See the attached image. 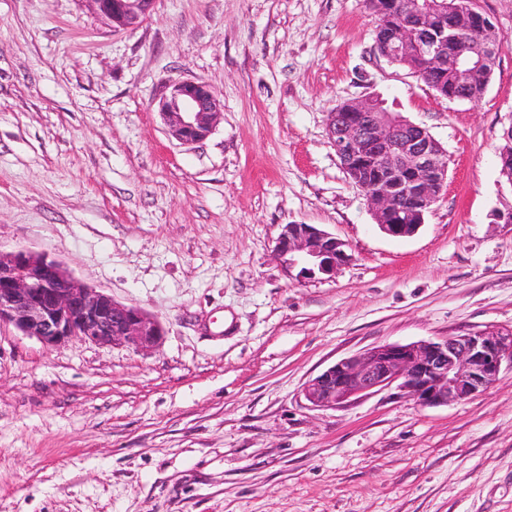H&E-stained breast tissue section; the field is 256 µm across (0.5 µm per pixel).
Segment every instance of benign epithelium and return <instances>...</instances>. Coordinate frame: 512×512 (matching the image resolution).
Masks as SVG:
<instances>
[{
  "mask_svg": "<svg viewBox=\"0 0 512 512\" xmlns=\"http://www.w3.org/2000/svg\"><path fill=\"white\" fill-rule=\"evenodd\" d=\"M112 30L138 27L154 0H89ZM467 14L462 0L445 8L415 11L392 28L378 53L391 61L415 51L433 67L448 68V31ZM480 54H455L456 90H463L471 70L484 68L492 77L502 49L491 38L493 23L485 14L468 17ZM158 112L169 134L182 144L205 140L221 116L211 87L191 80L170 82L158 100ZM328 135L347 176L364 193L380 229L395 238L413 235L431 201L448 181V157L427 129L398 112H380L368 101L345 102L330 114ZM409 179L420 198L411 222L392 224ZM287 271L298 277H332L351 260L346 244L312 224H287L276 242ZM8 323L26 336L54 349L74 338L101 346L137 352L159 347L162 323L145 311L122 304L72 277L56 261L27 249L0 250V324ZM512 367V328L488 329L419 342L385 343L343 359L311 379L303 390L313 406L334 409L375 390L396 385L425 407L462 402L489 388L503 365Z\"/></svg>",
  "mask_w": 512,
  "mask_h": 512,
  "instance_id": "benign-epithelium-1",
  "label": "benign epithelium"
}]
</instances>
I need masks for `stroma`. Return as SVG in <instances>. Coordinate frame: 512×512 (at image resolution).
Listing matches in <instances>:
<instances>
[{
    "label": "stroma",
    "mask_w": 512,
    "mask_h": 512,
    "mask_svg": "<svg viewBox=\"0 0 512 512\" xmlns=\"http://www.w3.org/2000/svg\"><path fill=\"white\" fill-rule=\"evenodd\" d=\"M502 48L479 101L378 54L364 0H155L115 32L88 0H0V249H29L159 319L151 352L48 350L0 325V512H512V369L461 403L387 387L335 409L337 361L512 328V0H474ZM224 106L169 135V81ZM377 96L448 154L418 231L393 238L327 132ZM287 224L352 256L288 277Z\"/></svg>",
    "instance_id": "obj_1"
}]
</instances>
